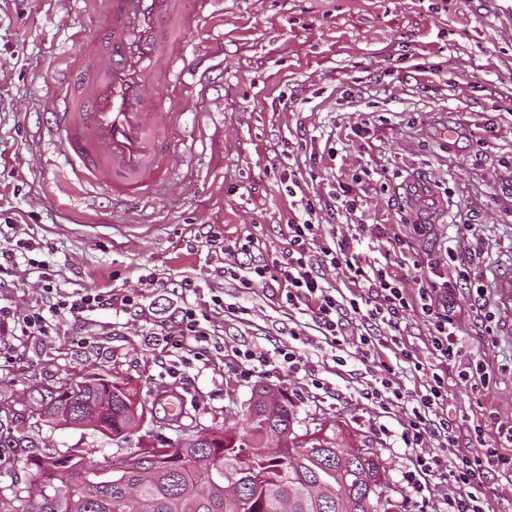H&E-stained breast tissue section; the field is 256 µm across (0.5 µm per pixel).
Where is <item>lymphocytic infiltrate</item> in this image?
Returning a JSON list of instances; mask_svg holds the SVG:
<instances>
[{"mask_svg":"<svg viewBox=\"0 0 512 512\" xmlns=\"http://www.w3.org/2000/svg\"><path fill=\"white\" fill-rule=\"evenodd\" d=\"M298 213L288 223V249L282 257L267 260L252 258V238L224 246L228 261L223 273L251 289L272 280L283 283L288 306L304 307L314 315L317 328L334 349L352 347L365 355H377L387 349L396 360L407 364L413 378L405 384L395 362L380 361L379 370L366 388L364 399L380 406H397L413 398L411 418L402 441L411 451L412 468L406 481L415 492H422L429 481H439L453 488L443 499V512H484L478 494L491 469L512 475V456L499 454L498 444H512V426L498 429V444L461 450L457 447L456 425L445 415L448 392L445 379L437 371L460 353L459 323L449 299L457 280H470L479 252L461 257L456 280H437L423 276L416 291H408L383 262H363L358 252L357 234L337 235L326 231L319 220L322 206L309 195L296 201ZM248 256V263H238V255ZM343 268L352 285L350 296L340 295L324 276L326 266ZM41 300L35 306L18 310L0 306L1 336L48 335L55 317H87L108 309L127 313L139 309L137 296L115 289L83 288L65 292L53 284L51 273L41 275ZM420 311L428 325L426 348L431 363H423L400 332L401 316L406 311ZM177 338L172 346L196 352L211 336V320L198 304L184 302L180 310ZM443 431L445 446L432 451L429 441L436 431Z\"/></svg>","mask_w":512,"mask_h":512,"instance_id":"f902f5d3","label":"lymphocytic infiltrate"}]
</instances>
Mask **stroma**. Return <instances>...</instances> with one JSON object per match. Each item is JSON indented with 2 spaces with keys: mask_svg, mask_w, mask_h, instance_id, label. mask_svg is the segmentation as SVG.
Wrapping results in <instances>:
<instances>
[{
  "mask_svg": "<svg viewBox=\"0 0 512 512\" xmlns=\"http://www.w3.org/2000/svg\"><path fill=\"white\" fill-rule=\"evenodd\" d=\"M79 31L103 36L109 23L84 0H0V243L32 244L58 288L140 292L143 308L63 318L50 335L18 337L16 357H0V404L21 420L36 388L109 371L157 416L168 407L161 392L171 391L183 400L184 425L217 429L225 407H245L262 381L288 394L299 432L340 426L373 449L394 512L439 502L443 488L419 495L403 480L410 405L386 412L362 397L372 357L349 348L334 363L311 313L288 307L277 282L246 291L219 276V245L250 236L267 258L281 257L296 213L289 177L300 172L325 199L338 183L355 187L360 206L336 212L334 229L364 225L359 251L389 258L405 287H415L423 262H439L451 278L449 253L482 248L476 286L452 297L462 352L447 365V413L462 448L473 421L489 441L499 425H512V338L499 332L503 316L487 287L512 254V0H219L187 37L195 78L174 139L200 185L160 196L141 213L113 204L103 187L78 183L48 135L62 109L59 85L87 63ZM448 126L454 139L442 136ZM366 169L392 178H363ZM416 175L447 196L445 223L421 231L398 196L400 179ZM148 270L158 282L146 290L140 277ZM189 285L249 309L240 318L213 315L215 347L190 364L163 340L177 328ZM477 302L492 315L493 335L473 318ZM288 345L300 369L274 364L247 376L230 355ZM480 360L492 371L489 387L461 385L459 370ZM31 436L97 457L158 442L147 424L120 446L50 423ZM29 454L0 447V494L33 487Z\"/></svg>",
  "mask_w": 512,
  "mask_h": 512,
  "instance_id": "obj_1",
  "label": "stroma"
}]
</instances>
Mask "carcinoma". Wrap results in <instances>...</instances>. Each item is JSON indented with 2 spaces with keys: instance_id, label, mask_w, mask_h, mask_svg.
I'll use <instances>...</instances> for the list:
<instances>
[{
  "instance_id": "cac0c4a2",
  "label": "carcinoma",
  "mask_w": 512,
  "mask_h": 512,
  "mask_svg": "<svg viewBox=\"0 0 512 512\" xmlns=\"http://www.w3.org/2000/svg\"><path fill=\"white\" fill-rule=\"evenodd\" d=\"M265 385L254 387L241 425L222 429L220 438L198 448L167 453L166 441L158 448L130 453L131 467L143 459L152 469L149 477L124 471L100 480L92 474L98 460L84 454L63 456L43 448L29 456L35 477L43 485L66 484L84 474L93 482L87 493L62 500L44 495L35 501L18 491L8 503L9 512H379L376 490L385 481L377 455L358 456L345 451V434H308V452L293 468L296 410L288 395L267 403ZM111 397L100 419L106 432L119 435L136 427L144 408L130 390L114 392L104 384L70 393L46 391L40 402H49L47 422L54 412L77 407L93 396ZM288 435L280 457H267L262 448L269 432Z\"/></svg>"
}]
</instances>
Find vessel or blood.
I'll list each match as a JSON object with an SVG mask.
<instances>
[{"mask_svg":"<svg viewBox=\"0 0 512 512\" xmlns=\"http://www.w3.org/2000/svg\"><path fill=\"white\" fill-rule=\"evenodd\" d=\"M111 31L105 40L80 42L89 67L62 86L61 112L49 132L58 152L84 183H102L119 204L153 202L158 187L179 184L182 158L170 132L183 117L186 83L178 65L182 39L175 24L180 0H105ZM166 92L149 96L151 81ZM404 206L417 223L439 221L442 203L429 183L403 184ZM490 286L498 306L512 310V258L502 261Z\"/></svg>","mask_w":512,"mask_h":512,"instance_id":"1","label":"vessel or blood"}]
</instances>
